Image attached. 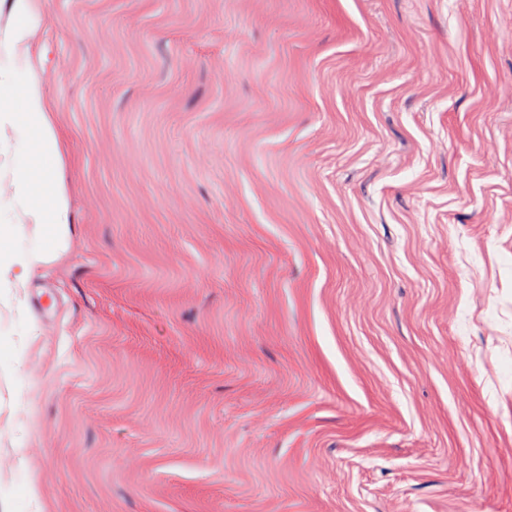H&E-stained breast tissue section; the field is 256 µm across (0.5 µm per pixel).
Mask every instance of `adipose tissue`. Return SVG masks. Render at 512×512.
Here are the masks:
<instances>
[{
  "instance_id": "1",
  "label": "adipose tissue",
  "mask_w": 512,
  "mask_h": 512,
  "mask_svg": "<svg viewBox=\"0 0 512 512\" xmlns=\"http://www.w3.org/2000/svg\"><path fill=\"white\" fill-rule=\"evenodd\" d=\"M37 137L39 160L16 175L13 187L17 197L31 202L36 222L43 229L44 250L50 253L62 249L68 220L65 201L50 178L56 149L48 125H40ZM14 231V225L0 224V270L12 274L17 282L22 283L26 281L36 256L28 250L11 246Z\"/></svg>"
}]
</instances>
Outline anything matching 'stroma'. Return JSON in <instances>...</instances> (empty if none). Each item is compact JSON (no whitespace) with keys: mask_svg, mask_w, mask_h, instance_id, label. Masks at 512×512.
<instances>
[{"mask_svg":"<svg viewBox=\"0 0 512 512\" xmlns=\"http://www.w3.org/2000/svg\"><path fill=\"white\" fill-rule=\"evenodd\" d=\"M510 29L0 0V224L41 249L31 82L68 215L0 278V512H512Z\"/></svg>","mask_w":512,"mask_h":512,"instance_id":"obj_1","label":"stroma"}]
</instances>
